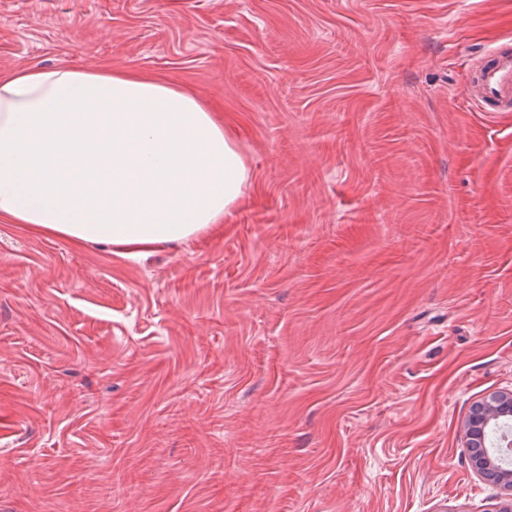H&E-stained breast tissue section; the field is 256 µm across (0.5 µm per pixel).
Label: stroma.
<instances>
[{"instance_id":"obj_1","label":"stroma","mask_w":512,"mask_h":512,"mask_svg":"<svg viewBox=\"0 0 512 512\" xmlns=\"http://www.w3.org/2000/svg\"><path fill=\"white\" fill-rule=\"evenodd\" d=\"M512 0H0V70L180 86L241 199L124 258L0 221V512H499ZM480 67L477 82L482 90L478 102L484 111L512 108V52L510 49L494 48ZM512 389L488 395L475 405L467 423L468 447L473 452V465L483 477L503 485L510 492L508 507L500 512L512 511V469L493 461L490 448L504 447V431L510 430V438L505 447H512L511 423ZM512 418V417H511ZM505 419V420H502Z\"/></svg>"}]
</instances>
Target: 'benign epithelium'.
I'll return each instance as SVG.
<instances>
[{
  "instance_id": "obj_1",
  "label": "benign epithelium",
  "mask_w": 512,
  "mask_h": 512,
  "mask_svg": "<svg viewBox=\"0 0 512 512\" xmlns=\"http://www.w3.org/2000/svg\"><path fill=\"white\" fill-rule=\"evenodd\" d=\"M512 416V389L488 395L475 405L467 423L468 447L473 452V465L483 477L503 485L512 493V469L493 461L490 448L512 447L503 443L504 432L512 429L507 422Z\"/></svg>"
}]
</instances>
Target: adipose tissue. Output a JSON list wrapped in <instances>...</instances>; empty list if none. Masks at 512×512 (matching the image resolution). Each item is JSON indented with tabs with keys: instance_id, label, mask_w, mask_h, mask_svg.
I'll return each instance as SVG.
<instances>
[{
	"instance_id": "ef3b65f1",
	"label": "adipose tissue",
	"mask_w": 512,
	"mask_h": 512,
	"mask_svg": "<svg viewBox=\"0 0 512 512\" xmlns=\"http://www.w3.org/2000/svg\"><path fill=\"white\" fill-rule=\"evenodd\" d=\"M244 158L175 85L94 67L0 74V218L121 255L223 221Z\"/></svg>"
}]
</instances>
